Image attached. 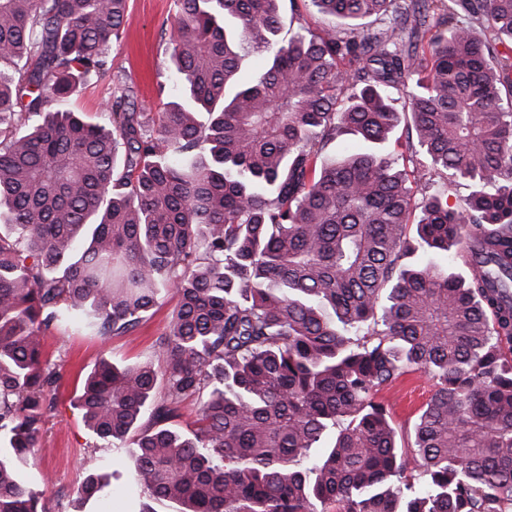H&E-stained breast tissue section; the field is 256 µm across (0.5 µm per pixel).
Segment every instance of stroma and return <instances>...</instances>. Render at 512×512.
<instances>
[{
    "mask_svg": "<svg viewBox=\"0 0 512 512\" xmlns=\"http://www.w3.org/2000/svg\"><path fill=\"white\" fill-rule=\"evenodd\" d=\"M172 0H129L123 34L111 49L112 77L90 81L72 101L86 121H107L104 107L112 95V79L120 77L135 90L145 111L158 112L164 101L158 93V75L167 68L161 32L170 16ZM175 296H167L151 310L141 327L124 336L100 338L65 331H46L45 344L50 367L63 378L54 395V407L45 417L35 454L27 468L26 481L37 491L47 512H142L147 500L130 479L127 455L105 452L112 475L113 493L102 501L82 502L77 490L90 474L95 454L93 438L72 400L82 381L101 359L126 365L158 362L156 341L164 333L176 307ZM434 390L426 374L412 372L380 392L399 432L409 433L418 413Z\"/></svg>",
    "mask_w": 512,
    "mask_h": 512,
    "instance_id": "1",
    "label": "stroma"
}]
</instances>
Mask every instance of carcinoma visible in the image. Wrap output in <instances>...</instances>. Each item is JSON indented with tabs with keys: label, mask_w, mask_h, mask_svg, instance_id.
I'll return each mask as SVG.
<instances>
[{
	"label": "carcinoma",
	"mask_w": 512,
	"mask_h": 512,
	"mask_svg": "<svg viewBox=\"0 0 512 512\" xmlns=\"http://www.w3.org/2000/svg\"><path fill=\"white\" fill-rule=\"evenodd\" d=\"M280 2L172 0L170 101L142 112L118 77L100 125L66 103L111 73L128 0H0V512H45L44 332L127 335L168 292L161 367L102 359L75 397L145 498L512 512V64L476 31L512 42V0H303L329 24L286 42ZM342 134L365 148L323 157ZM420 154L466 206L399 164ZM410 371L435 388L403 450L377 395Z\"/></svg>",
	"instance_id": "1"
}]
</instances>
